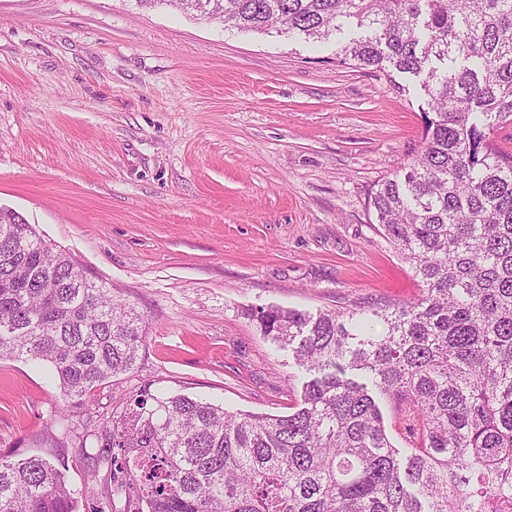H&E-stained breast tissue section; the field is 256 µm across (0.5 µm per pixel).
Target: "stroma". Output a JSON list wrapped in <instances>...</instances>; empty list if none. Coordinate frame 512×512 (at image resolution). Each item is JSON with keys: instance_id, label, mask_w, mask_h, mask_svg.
Here are the masks:
<instances>
[{"instance_id": "1", "label": "stroma", "mask_w": 512, "mask_h": 512, "mask_svg": "<svg viewBox=\"0 0 512 512\" xmlns=\"http://www.w3.org/2000/svg\"><path fill=\"white\" fill-rule=\"evenodd\" d=\"M335 53L132 0H0V207L146 324L135 368L80 418L147 385L293 412L304 375L248 309L419 294L369 197L409 166L426 101ZM60 399L46 366L0 360V452L53 451Z\"/></svg>"}]
</instances>
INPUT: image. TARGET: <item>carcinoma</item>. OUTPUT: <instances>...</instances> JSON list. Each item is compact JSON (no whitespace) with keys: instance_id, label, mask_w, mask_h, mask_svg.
Segmentation results:
<instances>
[{"instance_id":"1","label":"carcinoma","mask_w":512,"mask_h":512,"mask_svg":"<svg viewBox=\"0 0 512 512\" xmlns=\"http://www.w3.org/2000/svg\"><path fill=\"white\" fill-rule=\"evenodd\" d=\"M211 15L240 32L327 41L336 62L419 81L429 111L407 170L370 195L376 223L419 279L399 305L316 315L247 312L291 348L309 380L296 410L231 412L145 389L133 408L83 423L110 491L70 483L58 454L0 453V512H493L512 468V0H136ZM144 318L88 278L13 210L0 208V359L46 362L61 403L48 438L73 436L72 407L131 371ZM410 423L393 446L375 397Z\"/></svg>"}]
</instances>
